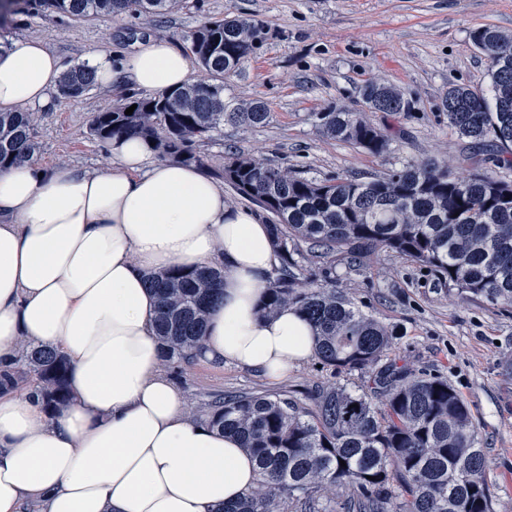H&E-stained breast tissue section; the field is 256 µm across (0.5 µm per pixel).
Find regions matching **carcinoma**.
I'll list each match as a JSON object with an SVG mask.
<instances>
[{
    "label": "carcinoma",
    "instance_id": "obj_1",
    "mask_svg": "<svg viewBox=\"0 0 512 512\" xmlns=\"http://www.w3.org/2000/svg\"><path fill=\"white\" fill-rule=\"evenodd\" d=\"M181 0H17L23 11L51 10L77 20L135 12L157 15ZM251 18L207 22L187 36L189 50L211 78L162 90L97 112L91 134L103 143L137 137L161 158L206 165L199 147L226 125L254 128L271 113L257 100L224 97V79L238 72L266 41ZM488 63L487 89L455 85L443 109L448 126L469 141L473 165L460 178L445 163L406 164L389 174L317 181L286 166L233 154L223 176L236 192L276 218L270 225L280 262L259 312L294 310L313 329L314 356L331 370L307 408L286 395H239L209 403V424L236 437L259 470L255 486L220 512H493L485 449L470 409L448 380L398 365L389 351L399 329L361 310L336 288V263L353 264L392 250L434 271L463 300L512 306V181L480 166L484 148L495 166L512 167V34L472 33ZM97 83L94 67L79 64L59 85L78 98ZM363 100L374 112L405 110L402 93L370 80ZM137 104L132 114L125 111ZM322 133L379 156L388 136L361 113L323 112ZM36 118L0 112V169L33 156ZM318 250L320 265L301 264L300 243ZM224 269L173 266L146 278L154 294L164 365L187 361L202 342L210 310L222 299ZM69 366L47 346L24 347L20 377L38 384L55 413L71 398ZM357 371L355 390L336 374ZM346 466H341L340 461Z\"/></svg>",
    "mask_w": 512,
    "mask_h": 512
}]
</instances>
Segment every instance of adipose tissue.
Segmentation results:
<instances>
[{
  "label": "adipose tissue",
  "instance_id": "1",
  "mask_svg": "<svg viewBox=\"0 0 512 512\" xmlns=\"http://www.w3.org/2000/svg\"><path fill=\"white\" fill-rule=\"evenodd\" d=\"M94 63L102 85L125 79L147 92L182 86L190 72L164 38ZM62 73L44 40L9 39L0 110L49 106ZM110 151L107 172L31 158L0 170V374L17 369L18 340L54 346L72 395L51 420L34 384L0 388V512H219L254 485L239 441L187 417L162 365L146 275L223 268L205 361L276 382L312 354L297 313H259L278 262L259 213L227 203L195 166L151 161L140 139Z\"/></svg>",
  "mask_w": 512,
  "mask_h": 512
}]
</instances>
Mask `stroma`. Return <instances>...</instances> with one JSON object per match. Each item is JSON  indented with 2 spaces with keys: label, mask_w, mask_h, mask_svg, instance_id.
I'll return each instance as SVG.
<instances>
[{
  "label": "stroma",
  "mask_w": 512,
  "mask_h": 512,
  "mask_svg": "<svg viewBox=\"0 0 512 512\" xmlns=\"http://www.w3.org/2000/svg\"><path fill=\"white\" fill-rule=\"evenodd\" d=\"M238 15L261 21L270 37L225 79L224 94L264 101L271 119L259 128L227 125L215 132L200 146L211 170L236 153L321 181L383 174L428 159L468 174L469 144L449 128L442 100L453 85L487 86V61L471 33L482 27L512 33V0H183L157 17L84 21L46 10L18 12L0 19V44L15 36L44 39L69 68L92 63L99 51L121 59L148 36L182 48L186 35L205 21ZM372 79L401 91L406 110L366 112L360 90ZM141 95L123 80L94 86L79 98L52 92L51 109L33 110L37 160L111 167L107 144L90 133V118ZM339 108L366 112L371 123L393 133L389 151L374 156L324 136L319 114ZM336 277L366 313L399 328L393 357L413 370L443 375L467 403L486 450L493 510L512 512V308L460 299L430 269L390 250L353 266L338 264ZM327 376L313 358L276 384L253 371L194 358L174 378L186 402L201 404L215 394L244 392L302 400Z\"/></svg>",
  "instance_id": "1"
}]
</instances>
